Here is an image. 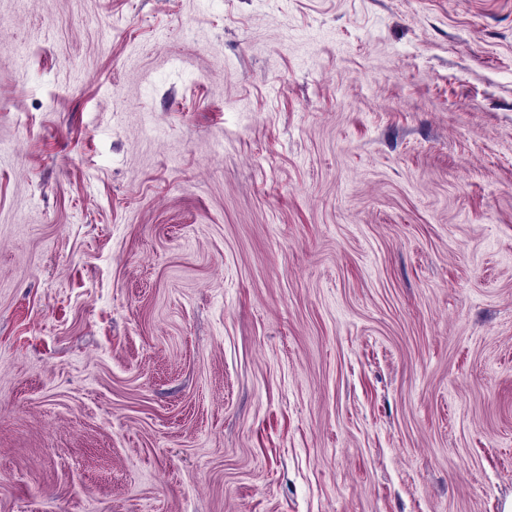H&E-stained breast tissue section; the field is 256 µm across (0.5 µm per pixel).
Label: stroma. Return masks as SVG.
<instances>
[{
	"label": "stroma",
	"mask_w": 512,
	"mask_h": 512,
	"mask_svg": "<svg viewBox=\"0 0 512 512\" xmlns=\"http://www.w3.org/2000/svg\"><path fill=\"white\" fill-rule=\"evenodd\" d=\"M512 0H0V512H503Z\"/></svg>",
	"instance_id": "stroma-1"
}]
</instances>
